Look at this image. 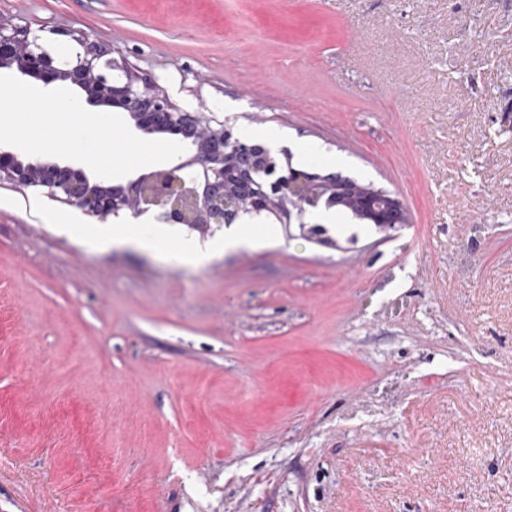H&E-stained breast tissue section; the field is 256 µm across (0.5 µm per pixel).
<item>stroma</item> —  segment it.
<instances>
[{
    "label": "stroma",
    "mask_w": 512,
    "mask_h": 512,
    "mask_svg": "<svg viewBox=\"0 0 512 512\" xmlns=\"http://www.w3.org/2000/svg\"><path fill=\"white\" fill-rule=\"evenodd\" d=\"M399 194L201 268L0 185V512H512V0H0ZM114 123L117 175L176 136ZM89 108V115H96ZM316 144L322 158L303 157Z\"/></svg>",
    "instance_id": "stroma-1"
}]
</instances>
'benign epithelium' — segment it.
<instances>
[{"label": "benign epithelium", "mask_w": 512, "mask_h": 512, "mask_svg": "<svg viewBox=\"0 0 512 512\" xmlns=\"http://www.w3.org/2000/svg\"><path fill=\"white\" fill-rule=\"evenodd\" d=\"M82 51L67 60L49 49L40 36L0 18V69L16 68L48 87L61 82L79 90L90 106H113L127 112L144 132L170 133L192 155H174L147 174L118 184L93 181L81 168L45 161H23L0 148V183L34 188L50 200L82 214L105 219L128 214L158 224H184L206 230L241 224L247 217L272 215L283 224L303 220L326 194L353 198L364 193L355 181L334 174L297 170L274 152L250 144L234 132L230 119L177 106L152 78L134 71L94 41H80ZM383 200L370 212L380 228L408 223L403 200L386 191L367 192Z\"/></svg>", "instance_id": "7a95c632"}]
</instances>
